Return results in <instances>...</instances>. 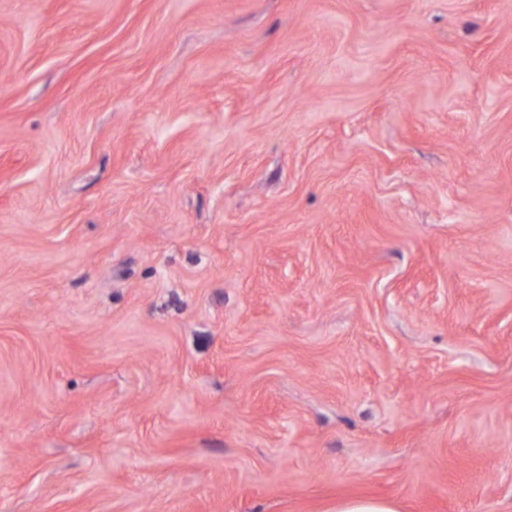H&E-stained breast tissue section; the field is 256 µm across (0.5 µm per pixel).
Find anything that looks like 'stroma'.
<instances>
[{"label":"stroma","mask_w":512,"mask_h":512,"mask_svg":"<svg viewBox=\"0 0 512 512\" xmlns=\"http://www.w3.org/2000/svg\"><path fill=\"white\" fill-rule=\"evenodd\" d=\"M512 512V0H0V512ZM332 512H399L391 501L374 499H351L336 503Z\"/></svg>","instance_id":"1"}]
</instances>
